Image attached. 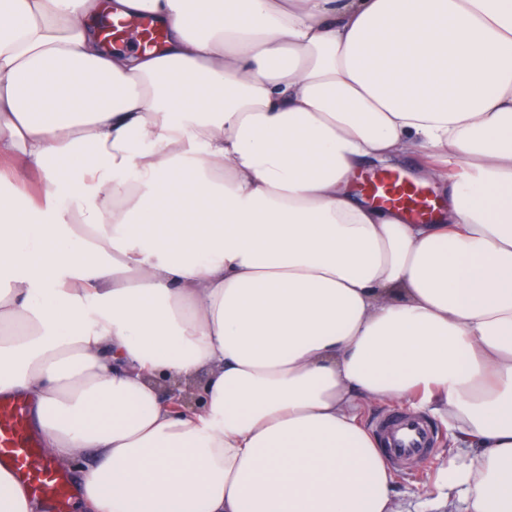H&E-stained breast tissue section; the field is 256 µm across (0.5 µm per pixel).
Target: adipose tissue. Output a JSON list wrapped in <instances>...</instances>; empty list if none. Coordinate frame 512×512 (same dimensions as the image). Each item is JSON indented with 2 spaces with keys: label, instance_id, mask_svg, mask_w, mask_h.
<instances>
[{
  "label": "adipose tissue",
  "instance_id": "obj_1",
  "mask_svg": "<svg viewBox=\"0 0 512 512\" xmlns=\"http://www.w3.org/2000/svg\"><path fill=\"white\" fill-rule=\"evenodd\" d=\"M415 152L432 223L355 195ZM1 396L93 454L82 512H394L376 403L451 431L432 502L512 512V0H0Z\"/></svg>",
  "mask_w": 512,
  "mask_h": 512
}]
</instances>
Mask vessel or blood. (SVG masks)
I'll list each match as a JSON object with an SVG mask.
<instances>
[{"label": "vessel or blood", "instance_id": "vessel-or-blood-1", "mask_svg": "<svg viewBox=\"0 0 512 512\" xmlns=\"http://www.w3.org/2000/svg\"><path fill=\"white\" fill-rule=\"evenodd\" d=\"M369 196L379 205L426 217L436 206L431 194L400 174L372 177L366 184ZM376 430L386 457L402 464L431 454L434 435L420 416L394 413L378 419ZM0 464L11 467L32 495L43 499L50 512H68L76 488L68 475L45 455L41 439L29 423L26 406L15 399L0 398Z\"/></svg>", "mask_w": 512, "mask_h": 512}]
</instances>
